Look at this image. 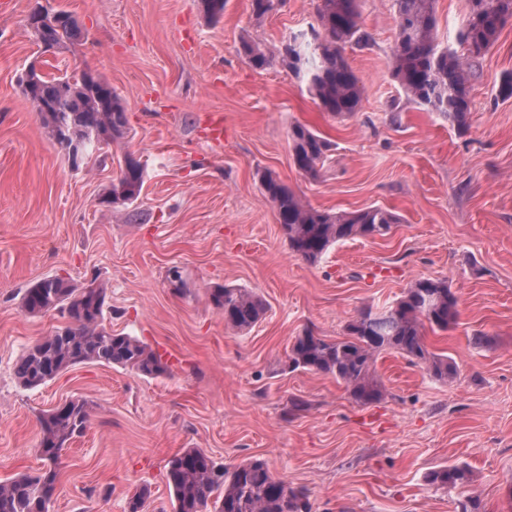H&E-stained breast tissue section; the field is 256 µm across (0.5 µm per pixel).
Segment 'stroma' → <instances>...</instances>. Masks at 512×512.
Returning a JSON list of instances; mask_svg holds the SVG:
<instances>
[{"label": "stroma", "instance_id": "stroma-1", "mask_svg": "<svg viewBox=\"0 0 512 512\" xmlns=\"http://www.w3.org/2000/svg\"><path fill=\"white\" fill-rule=\"evenodd\" d=\"M315 4L283 0L257 19L251 0H228L211 23L199 0H0V481L40 473V416L85 400L89 425L61 452L52 512H125L143 484L145 512H173L165 468L186 448L224 465L265 460L307 489L312 512H459L469 495L512 512V99L496 97L512 71V22L479 62L461 134L392 79L393 0L360 2L375 45L346 51L364 85L353 116L323 112L305 77L238 54L241 37L278 46L318 27ZM40 6L69 11L78 37L41 53L26 28ZM34 60L48 76L89 70L111 85L128 136L72 167L22 92ZM219 121L223 140H208ZM296 123L333 145L318 180L293 163ZM128 153L145 168L141 195L103 206ZM260 169L315 208L378 205L400 222L308 263L292 254ZM174 267L184 287H172ZM51 276L79 288L98 277L103 326L150 345L167 373L81 364L21 387L17 358L68 323L22 308L24 288ZM420 277L447 280L460 301L457 326L426 339L454 359L453 382L388 351L375 363L386 394L361 405L332 377L289 370L295 336L342 337L361 309L389 306ZM217 285L258 292L263 318L231 332L210 300ZM480 334L487 344L474 345ZM455 463L471 484L426 483Z\"/></svg>", "mask_w": 512, "mask_h": 512}]
</instances>
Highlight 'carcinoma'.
<instances>
[{"instance_id":"carcinoma-1","label":"carcinoma","mask_w":512,"mask_h":512,"mask_svg":"<svg viewBox=\"0 0 512 512\" xmlns=\"http://www.w3.org/2000/svg\"><path fill=\"white\" fill-rule=\"evenodd\" d=\"M359 0H317L319 29L307 44L314 46L318 64L309 72L310 90L321 108L334 116L360 111L364 88L345 57L348 46L367 47L370 34L363 29ZM437 0H394L396 35L391 49L390 73L404 94L424 109L437 112L462 133L470 127L472 81L480 59L512 21V0H467L469 10L459 33L466 53L442 45L438 39ZM281 0H251L252 14L262 18L275 11ZM205 18L219 21L227 0H200ZM78 35V26L65 10H44L40 43L44 49L60 47ZM239 53L256 69L279 63L298 75L304 66L301 45L287 42L272 48L250 39L240 42ZM25 96H34L51 111L43 123L51 136L72 157L99 141L123 139L127 117L119 95L94 74L47 78L34 74L24 81ZM292 159L306 177L316 180L328 160L330 142L307 126H291ZM145 181L140 162L131 163L112 184L107 196L112 204L137 200ZM267 198L277 211L279 224L292 252L315 264L337 243L355 238L388 235L398 217L392 211L370 206L331 214L312 207L288 184L270 171L259 175ZM106 288L91 279L85 288L62 277L30 284L22 297L25 312L36 315L66 308L67 326L27 348L14 365V375L26 388H37L79 364H105L145 377L167 373L162 356L141 340L102 325ZM211 302L224 310V324L235 331L251 329L267 306L255 291L217 286ZM460 302L444 279L412 281L392 306L382 312L362 310L346 325L342 339L327 340L307 329L295 337L288 354V369L331 375L344 383L352 398L362 404L381 401L384 387L375 376L374 363L383 351H394L413 363L426 365L433 378L446 382L456 374L455 361L429 351L425 329L446 331L458 324ZM90 421L87 403L74 400L40 417L37 452L44 470L37 476L22 474L0 482V512H50L58 477L60 452L80 437ZM464 464L433 469L426 481L453 490L470 482ZM166 480L174 496V512H311L308 492L275 476L258 459L232 466L215 463L201 448H187L167 462ZM151 496L147 485L129 498L127 512H144Z\"/></svg>"}]
</instances>
